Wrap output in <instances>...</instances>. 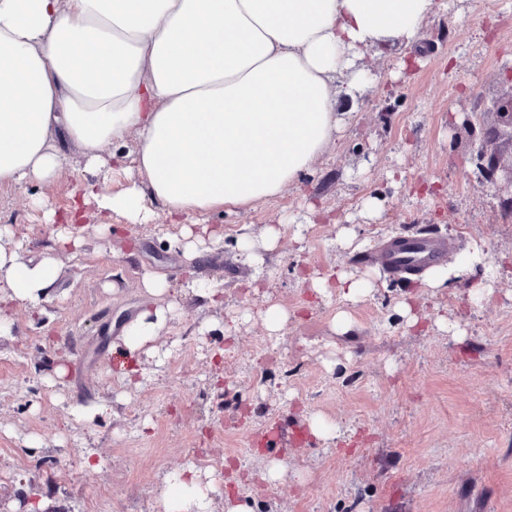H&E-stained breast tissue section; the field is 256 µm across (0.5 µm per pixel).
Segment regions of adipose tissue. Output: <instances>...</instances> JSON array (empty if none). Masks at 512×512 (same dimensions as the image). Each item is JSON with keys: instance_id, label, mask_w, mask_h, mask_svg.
<instances>
[{"instance_id": "adipose-tissue-1", "label": "adipose tissue", "mask_w": 512, "mask_h": 512, "mask_svg": "<svg viewBox=\"0 0 512 512\" xmlns=\"http://www.w3.org/2000/svg\"><path fill=\"white\" fill-rule=\"evenodd\" d=\"M442 0H0V187L53 184L79 149L101 213L147 223L163 211L186 257L199 252L189 216L238 211L280 195L340 130L334 83L361 91L377 77L359 53L414 43ZM134 143L135 173L120 188ZM110 157H103L104 148ZM496 266L476 246L429 271L423 287L466 282L489 296ZM57 280L53 255L0 249V299L36 307ZM316 294L350 303L371 276L311 277ZM179 308L146 309L124 327L122 354L150 351ZM212 490L193 471L165 489L166 512H204Z\"/></svg>"}]
</instances>
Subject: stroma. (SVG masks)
I'll list each match as a JSON object with an SVG mask.
<instances>
[{
  "mask_svg": "<svg viewBox=\"0 0 512 512\" xmlns=\"http://www.w3.org/2000/svg\"><path fill=\"white\" fill-rule=\"evenodd\" d=\"M447 3L424 22L412 69L395 68L406 46L366 51L377 83L364 102L338 90L343 127L300 182L248 211L195 216L224 231L200 257L171 246L162 217L101 234L92 202L79 255L54 251L28 194L0 188V224L11 228L0 247L23 243L33 260L54 252L58 268L52 300L8 307L13 331L0 336L8 512H27L32 490L48 512H163L167 480L189 466L215 483L207 512H224L228 493L251 512H512V261L477 307L460 304L464 283L434 291L351 262L405 231L512 258V185L476 168L494 134L512 166V128L490 110L512 91V0ZM370 197L378 216L365 211ZM272 225L281 237L255 270L237 240ZM331 267L375 276L374 292L355 304L313 297L302 275ZM150 270L182 284L180 310L127 384L116 375L123 324L169 301L143 288ZM192 278L219 283L221 298L200 300ZM408 295L416 329L399 310ZM272 303L288 311L276 334L262 317ZM340 310L351 317L344 333L333 327ZM314 416L335 436L310 433ZM272 458L284 467L274 482L262 477Z\"/></svg>",
  "mask_w": 512,
  "mask_h": 512,
  "instance_id": "obj_1",
  "label": "stroma"
}]
</instances>
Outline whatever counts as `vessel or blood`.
<instances>
[{"mask_svg":"<svg viewBox=\"0 0 512 512\" xmlns=\"http://www.w3.org/2000/svg\"><path fill=\"white\" fill-rule=\"evenodd\" d=\"M448 253L445 240L434 233H410L385 242L376 255L396 278L441 263Z\"/></svg>","mask_w":512,"mask_h":512,"instance_id":"b4317fda","label":"vessel or blood"}]
</instances>
